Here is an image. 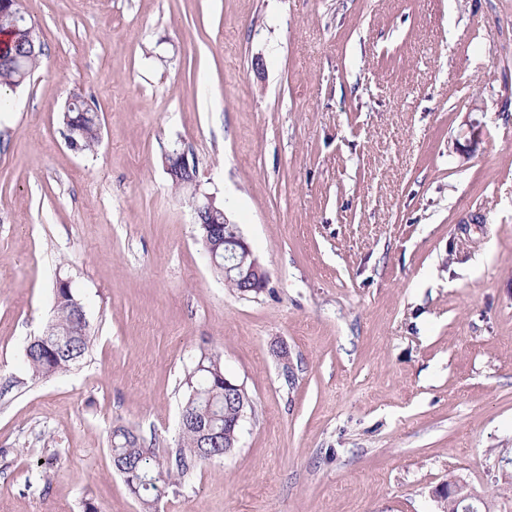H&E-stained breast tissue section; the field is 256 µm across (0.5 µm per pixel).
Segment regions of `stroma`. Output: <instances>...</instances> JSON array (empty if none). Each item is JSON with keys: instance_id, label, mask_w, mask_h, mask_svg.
Listing matches in <instances>:
<instances>
[{"instance_id": "stroma-1", "label": "stroma", "mask_w": 512, "mask_h": 512, "mask_svg": "<svg viewBox=\"0 0 512 512\" xmlns=\"http://www.w3.org/2000/svg\"><path fill=\"white\" fill-rule=\"evenodd\" d=\"M24 7L44 53L0 112V512H140L111 431L176 447L205 352L252 407L156 512H440L452 476L512 512V0ZM75 93L92 153L61 133ZM176 148L196 183L172 187ZM207 196L263 292L210 265ZM61 280L93 343L34 380ZM71 121L75 118L77 121L76 143L70 139H65L66 144L72 150L79 152H92L100 142V117L98 112L91 108L88 104L85 105L84 112H68Z\"/></svg>"}]
</instances>
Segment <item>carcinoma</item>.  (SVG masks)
Wrapping results in <instances>:
<instances>
[{"label":"carcinoma","mask_w":512,"mask_h":512,"mask_svg":"<svg viewBox=\"0 0 512 512\" xmlns=\"http://www.w3.org/2000/svg\"><path fill=\"white\" fill-rule=\"evenodd\" d=\"M11 50L23 53L20 59L23 71L31 74L38 65L39 56L27 53L21 35L12 40ZM69 118L77 121L76 142L79 151L92 152L100 142V117L90 106L82 112H71ZM202 242L219 245L224 250V237L232 236L235 224L199 225ZM92 327L82 302L70 286H57L53 317L39 342L24 348V364L33 378H46L70 371L89 352ZM224 366L217 353L203 355L199 366L186 376L187 397L180 417L181 438L166 456L158 458L155 451L144 445V440L125 426H115L111 432V451L115 469L126 486L142 504L143 512H152L156 501L166 489L178 486L210 461L224 457V440L202 444L196 424L206 422L219 432L224 430V410L231 407L234 397H224Z\"/></svg>","instance_id":"obj_1"}]
</instances>
